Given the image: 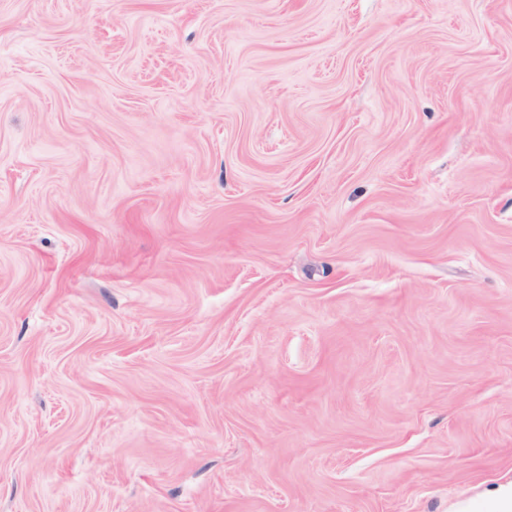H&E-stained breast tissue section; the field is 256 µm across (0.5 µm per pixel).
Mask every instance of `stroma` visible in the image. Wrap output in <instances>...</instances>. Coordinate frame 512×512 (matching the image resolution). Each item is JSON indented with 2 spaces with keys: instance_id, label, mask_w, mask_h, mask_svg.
<instances>
[{
  "instance_id": "obj_1",
  "label": "stroma",
  "mask_w": 512,
  "mask_h": 512,
  "mask_svg": "<svg viewBox=\"0 0 512 512\" xmlns=\"http://www.w3.org/2000/svg\"><path fill=\"white\" fill-rule=\"evenodd\" d=\"M512 0H0V512H499Z\"/></svg>"
}]
</instances>
